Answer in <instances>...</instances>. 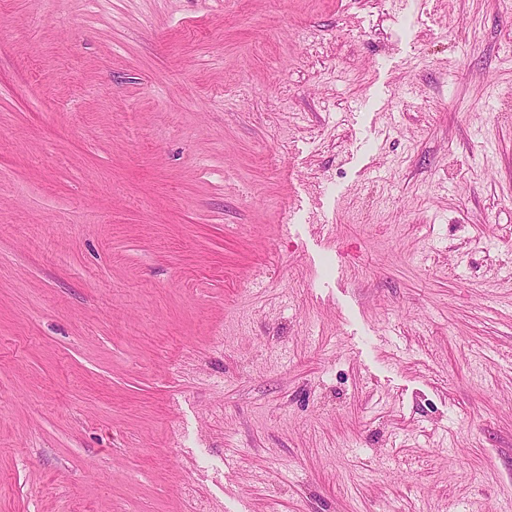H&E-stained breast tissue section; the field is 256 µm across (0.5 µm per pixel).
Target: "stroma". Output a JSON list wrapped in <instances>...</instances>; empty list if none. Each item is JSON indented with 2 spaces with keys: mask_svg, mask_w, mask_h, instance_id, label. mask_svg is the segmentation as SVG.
<instances>
[{
  "mask_svg": "<svg viewBox=\"0 0 512 512\" xmlns=\"http://www.w3.org/2000/svg\"><path fill=\"white\" fill-rule=\"evenodd\" d=\"M512 0H0V512L512 505Z\"/></svg>",
  "mask_w": 512,
  "mask_h": 512,
  "instance_id": "35a3bbf8",
  "label": "stroma"
}]
</instances>
